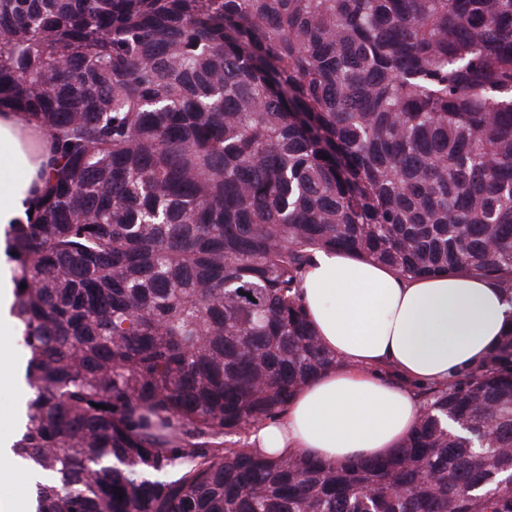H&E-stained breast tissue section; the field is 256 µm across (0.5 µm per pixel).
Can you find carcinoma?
Returning <instances> with one entry per match:
<instances>
[{
    "mask_svg": "<svg viewBox=\"0 0 512 512\" xmlns=\"http://www.w3.org/2000/svg\"><path fill=\"white\" fill-rule=\"evenodd\" d=\"M1 108L34 512H512V327L383 458L224 444L339 364L318 251L512 306V0H0ZM10 166L0 167V225L25 221L34 202L39 175L44 176L51 159L49 143L36 124L15 112L0 113V158Z\"/></svg>",
    "mask_w": 512,
    "mask_h": 512,
    "instance_id": "carcinoma-1",
    "label": "carcinoma"
}]
</instances>
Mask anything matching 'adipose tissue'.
Segmentation results:
<instances>
[{
	"label": "adipose tissue",
	"instance_id": "ef3b65f1",
	"mask_svg": "<svg viewBox=\"0 0 512 512\" xmlns=\"http://www.w3.org/2000/svg\"><path fill=\"white\" fill-rule=\"evenodd\" d=\"M0 225L25 220L51 159L45 134L0 113ZM301 298L323 345L340 360L303 386L282 415L251 429L268 456L305 451L341 464L392 452L412 430L415 383L442 384L477 364L512 326L501 289L471 275L403 278L339 252H319Z\"/></svg>",
	"mask_w": 512,
	"mask_h": 512
}]
</instances>
